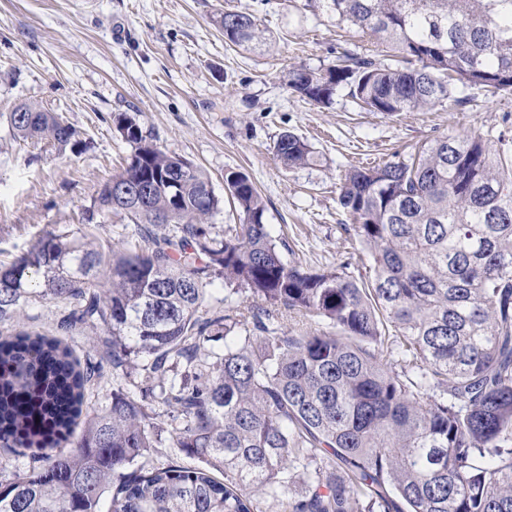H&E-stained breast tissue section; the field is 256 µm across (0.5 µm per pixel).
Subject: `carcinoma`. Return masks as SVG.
I'll list each match as a JSON object with an SVG mask.
<instances>
[{"label": "carcinoma", "mask_w": 512, "mask_h": 512, "mask_svg": "<svg viewBox=\"0 0 512 512\" xmlns=\"http://www.w3.org/2000/svg\"><path fill=\"white\" fill-rule=\"evenodd\" d=\"M322 2L396 60L289 71L317 104L345 89L394 115L460 104V88L512 90V0ZM218 23L234 45L262 41L251 14ZM21 108L7 113L15 137L84 147L61 117ZM127 143L97 209L119 211L114 185L156 187L125 210L123 239L49 231L0 263V324L46 301L67 309L55 335L0 334V445L43 462L0 482V512H263L261 493L281 512H512L508 144L445 135L349 170L338 203L371 260L358 281L284 262L246 175L225 176L238 223L218 232L221 200L198 166L140 127ZM274 150L286 167L315 159L292 133ZM78 327L99 333L85 370L62 341ZM106 365L112 401L84 416ZM79 420L74 450L56 449ZM165 443L197 464H147Z\"/></svg>", "instance_id": "cac0c4a2"}]
</instances>
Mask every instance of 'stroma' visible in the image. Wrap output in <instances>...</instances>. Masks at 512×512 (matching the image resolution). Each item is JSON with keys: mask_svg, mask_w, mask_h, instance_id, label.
Returning <instances> with one entry per match:
<instances>
[{"mask_svg": "<svg viewBox=\"0 0 512 512\" xmlns=\"http://www.w3.org/2000/svg\"><path fill=\"white\" fill-rule=\"evenodd\" d=\"M226 11L255 15L266 43L225 40L216 18ZM345 52L388 55L313 0H0V261L88 221L100 243L121 239L127 217L96 213L94 202L131 151L116 129L123 114L207 174L224 202L212 223H234L224 177L244 173L288 264H344L367 279L369 257L338 204L341 176L445 134L512 140V92L472 88L463 105L387 116L342 91L324 107L289 89L290 70H323ZM23 102L57 113L88 149L57 155L16 141L5 116ZM286 132L316 162L283 168L274 145Z\"/></svg>", "mask_w": 512, "mask_h": 512, "instance_id": "1", "label": "stroma"}]
</instances>
